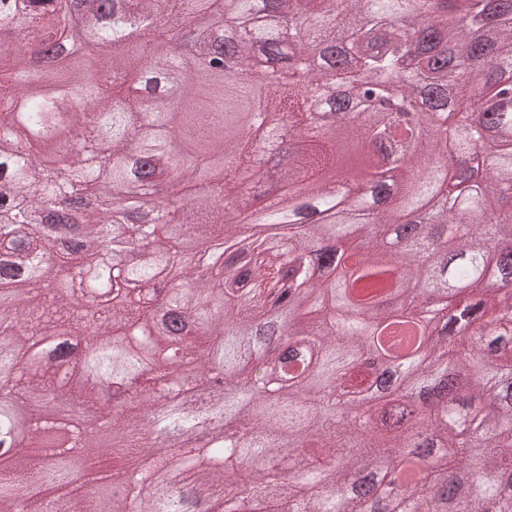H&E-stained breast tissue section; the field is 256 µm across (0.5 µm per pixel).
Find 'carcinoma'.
<instances>
[{
    "label": "carcinoma",
    "mask_w": 512,
    "mask_h": 512,
    "mask_svg": "<svg viewBox=\"0 0 512 512\" xmlns=\"http://www.w3.org/2000/svg\"><path fill=\"white\" fill-rule=\"evenodd\" d=\"M0 0V449L27 400L79 405L80 423L32 412L28 432L63 435L67 446L0 470V512H21L32 486H66L65 456L98 423L139 463L174 469L179 490L151 495L139 468L122 471L112 498L54 499L52 512H389L368 486L370 470L400 452L402 512H512V0H232L235 28L202 30L193 54L169 58L173 73L204 72L229 55L275 64L245 87L229 75L221 93L151 84L148 50L224 0ZM95 54L74 63L64 50L89 37ZM318 54L324 81L300 69ZM319 94L331 139L307 140L303 97ZM263 112L260 138L233 136L241 113ZM83 114L79 148L54 176L12 133ZM292 122L306 151L289 177L305 188L240 221L248 191L239 171L260 147L280 144ZM357 141L355 164L375 181L340 207L317 190L339 141ZM192 190L168 223L137 216L138 193L173 176ZM97 190L79 248L92 261L69 266L62 240L38 230L36 212ZM69 268L56 283L47 262ZM396 269L405 277L387 288ZM486 287L468 290L477 279ZM453 285L465 295L430 320V336L406 343L403 373L387 389L378 422L356 431L337 414L377 381L371 337L399 310L420 312L423 294ZM85 300L80 311L74 302ZM92 350L61 373L25 354L44 336H80ZM197 363L190 378L173 358ZM300 361L267 375L258 365ZM224 373L220 393L199 389ZM440 392L437 415L399 402ZM200 428L197 442L160 444L144 425ZM452 447L458 475L439 470ZM294 458L284 478L277 463Z\"/></svg>",
    "instance_id": "carcinoma-1"
}]
</instances>
